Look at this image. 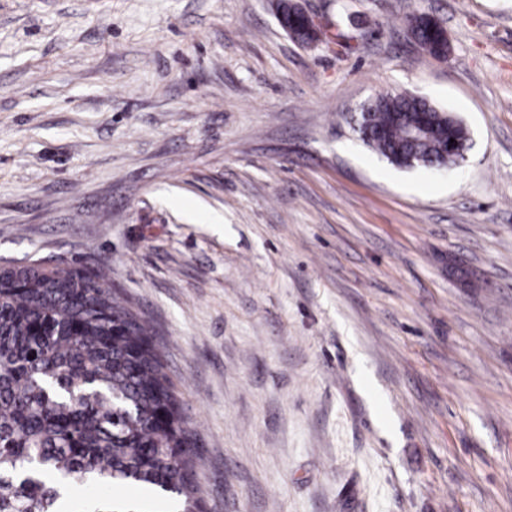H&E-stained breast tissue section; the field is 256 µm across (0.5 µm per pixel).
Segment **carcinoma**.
I'll use <instances>...</instances> for the list:
<instances>
[{"instance_id": "cac0c4a2", "label": "carcinoma", "mask_w": 512, "mask_h": 512, "mask_svg": "<svg viewBox=\"0 0 512 512\" xmlns=\"http://www.w3.org/2000/svg\"><path fill=\"white\" fill-rule=\"evenodd\" d=\"M300 43L316 37L281 0ZM429 122L428 134L410 129ZM360 140L392 165H456L468 133L408 92L365 104ZM197 452L147 326L112 297L103 267H0V512H61L89 479L141 486L197 512Z\"/></svg>"}]
</instances>
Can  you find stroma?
Segmentation results:
<instances>
[{"mask_svg":"<svg viewBox=\"0 0 512 512\" xmlns=\"http://www.w3.org/2000/svg\"><path fill=\"white\" fill-rule=\"evenodd\" d=\"M277 3L0 0V264H107L204 512H512V0ZM401 91L460 166L358 139ZM303 14L305 17L306 25H308L309 27L314 25L316 28H319L315 21L304 10ZM281 17L288 19L289 28H292L294 30L301 44L308 45L310 43L315 42L316 40H319V38H316L315 35L312 34L306 27L303 21V15L300 6L298 4L290 3L288 0H281L278 12L279 23ZM281 27L285 31H287L282 25ZM287 32L289 33V31ZM424 121L430 125L428 134L410 138V129ZM356 131L365 145L402 169L456 165L469 140L455 117L408 92L375 96L362 107Z\"/></svg>","mask_w":512,"mask_h":512,"instance_id":"obj_1","label":"stroma"}]
</instances>
